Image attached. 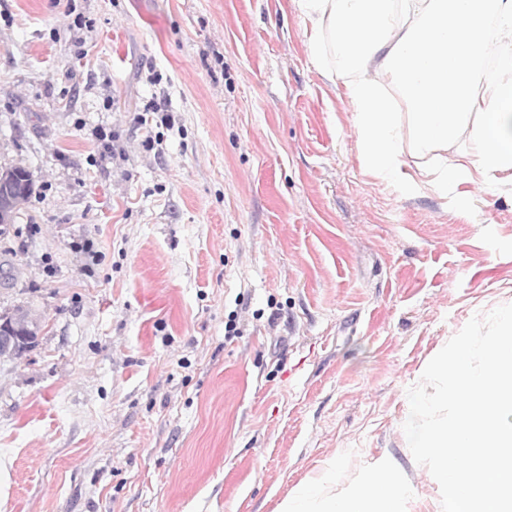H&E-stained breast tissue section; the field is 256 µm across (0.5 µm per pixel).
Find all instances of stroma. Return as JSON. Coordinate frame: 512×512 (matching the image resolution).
Returning a JSON list of instances; mask_svg holds the SVG:
<instances>
[{"instance_id":"obj_1","label":"stroma","mask_w":512,"mask_h":512,"mask_svg":"<svg viewBox=\"0 0 512 512\" xmlns=\"http://www.w3.org/2000/svg\"><path fill=\"white\" fill-rule=\"evenodd\" d=\"M75 5L86 27L0 0V166L33 182L0 313L39 320L0 359V512H278L325 461L386 452L442 512L404 393L512 304V187L451 208L368 173L292 0ZM152 98L174 126L150 150Z\"/></svg>"}]
</instances>
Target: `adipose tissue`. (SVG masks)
Instances as JSON below:
<instances>
[{
  "mask_svg": "<svg viewBox=\"0 0 512 512\" xmlns=\"http://www.w3.org/2000/svg\"><path fill=\"white\" fill-rule=\"evenodd\" d=\"M309 57L341 81L366 170L404 194L459 204L463 187L512 184V0H294ZM468 137L470 149L459 145ZM415 158L404 169V154ZM329 461L280 512H414L390 454L348 480Z\"/></svg>",
  "mask_w": 512,
  "mask_h": 512,
  "instance_id": "adipose-tissue-1",
  "label": "adipose tissue"
}]
</instances>
